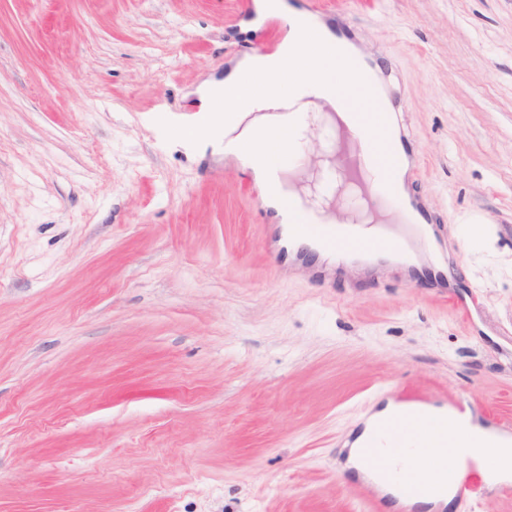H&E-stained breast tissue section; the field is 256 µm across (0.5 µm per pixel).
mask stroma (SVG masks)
Masks as SVG:
<instances>
[{
	"instance_id": "obj_1",
	"label": "stroma",
	"mask_w": 512,
	"mask_h": 512,
	"mask_svg": "<svg viewBox=\"0 0 512 512\" xmlns=\"http://www.w3.org/2000/svg\"><path fill=\"white\" fill-rule=\"evenodd\" d=\"M296 2L395 72L457 280L287 273L252 176L161 134L281 43L249 0H0V512H371L366 413L512 420V0Z\"/></svg>"
}]
</instances>
